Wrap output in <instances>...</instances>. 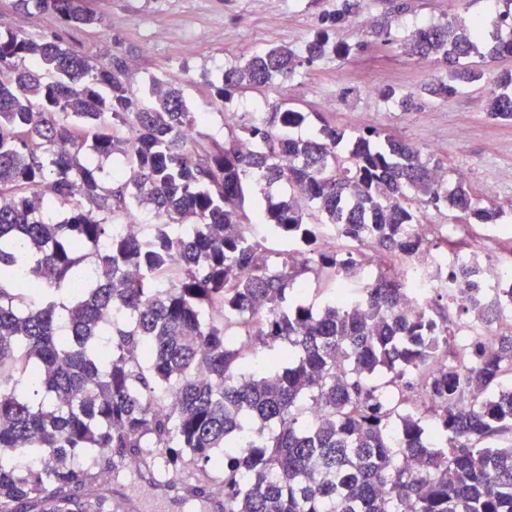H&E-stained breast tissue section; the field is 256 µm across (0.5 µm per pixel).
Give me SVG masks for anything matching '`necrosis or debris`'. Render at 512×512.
Here are the masks:
<instances>
[{
  "label": "necrosis or debris",
  "instance_id": "obj_1",
  "mask_svg": "<svg viewBox=\"0 0 512 512\" xmlns=\"http://www.w3.org/2000/svg\"><path fill=\"white\" fill-rule=\"evenodd\" d=\"M500 234L498 227H487L480 244L451 253L431 250L410 264L400 266L399 273L407 290L405 308L416 312L426 308L437 292L448 295L449 306L467 308L474 301L492 307L495 318L491 323L469 324L464 336H491L501 326L512 323V302H504L499 291L512 288V260L503 261L491 253V245ZM479 267L472 281L458 279L459 270Z\"/></svg>",
  "mask_w": 512,
  "mask_h": 512
}]
</instances>
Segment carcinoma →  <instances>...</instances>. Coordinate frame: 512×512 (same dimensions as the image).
Listing matches in <instances>:
<instances>
[{"instance_id":"carcinoma-1","label":"carcinoma","mask_w":512,"mask_h":512,"mask_svg":"<svg viewBox=\"0 0 512 512\" xmlns=\"http://www.w3.org/2000/svg\"><path fill=\"white\" fill-rule=\"evenodd\" d=\"M79 2L40 0L66 23H99ZM356 8L344 0L301 45L224 68L214 101L349 59L332 34ZM494 23L481 63L480 20L411 32L404 52L443 66L421 93L453 97L512 56L499 35L512 0H496ZM391 30L389 16L371 27L386 46ZM493 83L487 112L511 122L512 70ZM314 116L316 132L296 137L310 116L268 101L224 125L220 145L175 82L143 97L119 54L97 63L0 32V512H112L99 479L126 461L183 476L186 500L220 474L224 512H512V442L487 444L512 434V388L490 393L512 373V333L457 351L464 324L402 312L395 273L427 247L466 244L412 235L429 210L469 227L504 210L461 177L448 187L440 160L391 132L348 138ZM113 155L126 179L108 187L98 160ZM275 185L288 196L273 201ZM247 187L262 199L251 212ZM59 205L67 216L47 223ZM143 205L148 230L113 231L114 214ZM254 223L292 248L271 256ZM371 262L378 281L357 300L305 302L308 281L343 288ZM414 393L422 411L400 412Z\"/></svg>"}]
</instances>
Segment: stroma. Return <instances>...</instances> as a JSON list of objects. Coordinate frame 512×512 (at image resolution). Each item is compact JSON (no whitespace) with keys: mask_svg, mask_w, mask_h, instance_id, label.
<instances>
[{"mask_svg":"<svg viewBox=\"0 0 512 512\" xmlns=\"http://www.w3.org/2000/svg\"><path fill=\"white\" fill-rule=\"evenodd\" d=\"M343 0H84L99 25L75 26L58 19L37 0H0V16L15 33L57 38L64 47L95 62L121 53L127 80L137 94L153 79L176 80L193 112H202V130L223 140L222 106L209 96L212 80L225 65L274 44L294 45L335 13ZM355 14L339 23L335 39L362 44L349 60L328 59L303 67L300 77L235 96L242 112L263 111L266 100L283 97L303 112H323L331 125L354 136L367 126L391 131L435 154L449 180L464 177L474 190L497 184L496 201L512 211V123L486 112L491 83L483 81L448 99L420 95L421 86L441 66L405 54L401 44L416 24L441 23L455 16L485 19L488 0H357ZM392 14L391 46L369 41L363 18ZM392 86L414 93L409 109L381 100L379 89ZM126 489L141 497V512H206L198 502L161 499L146 473L133 471Z\"/></svg>","mask_w":512,"mask_h":512,"instance_id":"35a3bbf8","label":"stroma"}]
</instances>
